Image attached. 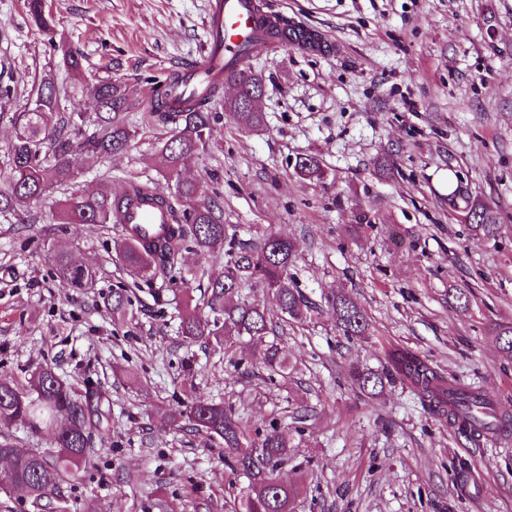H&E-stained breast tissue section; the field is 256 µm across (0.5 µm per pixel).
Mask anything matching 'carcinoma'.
I'll return each instance as SVG.
<instances>
[{
	"label": "carcinoma",
	"mask_w": 512,
	"mask_h": 512,
	"mask_svg": "<svg viewBox=\"0 0 512 512\" xmlns=\"http://www.w3.org/2000/svg\"><path fill=\"white\" fill-rule=\"evenodd\" d=\"M28 8L34 26L44 34L52 33L53 19L45 11L44 0H28ZM300 28L302 25L285 18L274 34L293 47ZM62 61L81 85V97L91 106L92 116L79 107L60 122L56 120L59 92L52 82L45 81L33 90L23 110L11 116L14 133L7 149L6 174L0 177L5 182L0 189V215L26 207L55 190H68L79 177L70 163L75 151L96 158L120 156L138 133L126 119L133 87L109 78L86 79L82 57L76 51H63ZM225 82L236 87V95L220 103L217 88L172 102L166 84L158 81L150 118L171 125L159 162L173 190L157 193L147 183L130 181L121 192L114 193L103 184L95 192L64 196L59 220L62 224H119L123 213L138 206L164 213L168 224L156 237L148 238L138 227L124 225V237L116 251L122 268L144 282L161 278L167 285H185L184 253L192 251L205 259L224 256L220 270L208 275L200 300L187 297L179 335L190 342L215 341L235 368L244 365L237 344L247 337L264 344L259 353L263 364L285 374L289 362L278 343L284 336L281 323L301 321L309 310L291 273L296 261L294 243L272 232L250 244L241 243L223 224L204 186L181 178L182 167L209 146V133L218 118L216 104H222L244 128L255 130L264 125V113L255 99V94L263 91L262 80L242 69L226 73ZM88 121L97 129L87 137L82 126ZM295 169L305 179L324 177L322 166L312 156L297 161ZM455 196L464 203L466 221L475 234L486 238L499 235L501 225L494 209L468 201L459 191ZM55 266L59 276L78 288L86 287L95 277L94 271L78 268L63 255L55 258ZM246 284L262 288L272 307L240 297L239 288ZM325 302L343 336L368 335L367 317L350 299L333 293ZM130 310L127 289H113L112 320L125 322ZM495 340L503 353L512 356V324L499 327ZM347 377L371 395L383 388L384 382L398 380L411 388L424 410L447 417L452 425L471 419L487 397L479 386L459 387L428 359L407 348L393 350L381 374L352 366ZM106 401V392L97 387L75 398L71 387L49 365L33 372L24 389L0 380V424L20 422L37 432L45 430L58 448L56 463L50 464L40 453L20 451L11 440L0 437V457L9 459L12 476L10 485L0 484V490L35 504L60 498L66 476L87 461L93 437L102 442L110 437ZM179 418L209 438L223 441L226 466L232 474L248 479V491L241 497L237 512H292L297 488L277 475V469L288 461L291 445L287 434L273 424L261 430L232 406L197 396L160 415L165 422ZM245 446L257 452L241 451Z\"/></svg>",
	"instance_id": "1"
}]
</instances>
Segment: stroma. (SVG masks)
Segmentation results:
<instances>
[{
	"instance_id": "1",
	"label": "stroma",
	"mask_w": 512,
	"mask_h": 512,
	"mask_svg": "<svg viewBox=\"0 0 512 512\" xmlns=\"http://www.w3.org/2000/svg\"><path fill=\"white\" fill-rule=\"evenodd\" d=\"M206 2L46 0L48 37L25 0H0V82L16 105L48 78L61 114L80 100L60 42L82 56L87 78L139 89L129 110L138 137L115 158L73 155L77 190L105 181L118 192L132 179L171 190L157 157L167 129L145 114L156 81L205 50ZM257 2L318 30L333 50L250 57L264 129L221 113L183 176L202 182L242 242L269 232L294 241L292 272L313 309L284 338L287 377L253 362L257 345L242 346L237 370L214 344L178 335L196 278L185 293L153 282L137 292L133 320L114 323L112 291L131 281L113 248L120 225L59 223L56 192L0 216V378L23 388L48 365L75 394L101 387L112 436L91 448L62 499L40 509L0 493V512H83L90 501L102 512H234L247 481L230 475L223 444L185 421L159 422L193 396L288 428L280 475L299 486L295 512H512V435L470 437L424 412L402 383L368 396L346 377L352 364L382 369L405 346L512 415V358L494 340L512 323V0ZM306 155L324 179L296 175ZM448 174L496 211L498 237L461 223L441 183ZM58 251L96 270L94 287L60 278ZM333 291L367 314L370 336L343 337L325 306ZM298 414L307 420L296 432Z\"/></svg>"
}]
</instances>
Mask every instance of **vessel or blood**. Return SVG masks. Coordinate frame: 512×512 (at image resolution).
<instances>
[{
  "instance_id": "1",
  "label": "vessel or blood",
  "mask_w": 512,
  "mask_h": 512,
  "mask_svg": "<svg viewBox=\"0 0 512 512\" xmlns=\"http://www.w3.org/2000/svg\"><path fill=\"white\" fill-rule=\"evenodd\" d=\"M206 17L211 41L195 63L181 70L179 79L169 88L170 96L194 92L206 83L222 82L226 71L243 69L251 55L281 46L273 33L275 15L258 10L255 0H208ZM125 221L141 225L151 237L159 232L166 217L159 211L139 207L131 210Z\"/></svg>"
}]
</instances>
